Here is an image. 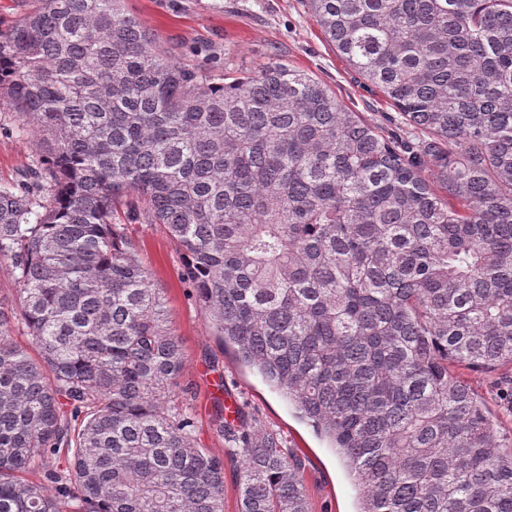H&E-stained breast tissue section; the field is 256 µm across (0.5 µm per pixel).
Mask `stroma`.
Wrapping results in <instances>:
<instances>
[{"label": "stroma", "instance_id": "obj_1", "mask_svg": "<svg viewBox=\"0 0 512 512\" xmlns=\"http://www.w3.org/2000/svg\"><path fill=\"white\" fill-rule=\"evenodd\" d=\"M142 24L196 67L230 62L251 73L283 61L324 81L353 111L380 129L405 132L397 109L377 88L350 69L329 45L303 0H125ZM38 149L35 135L18 137L0 129V183L13 180ZM156 287L168 302L171 326L184 352L186 386L203 447L223 455L226 441L214 431V405L229 399L243 408L250 426L280 434L289 455L302 465L311 512H358L359 492L327 443L302 422L280 393L223 348L194 302L180 271L183 255L159 224H132ZM459 377L481 396L504 436L512 435V397L497 386L498 374L462 369Z\"/></svg>", "mask_w": 512, "mask_h": 512}]
</instances>
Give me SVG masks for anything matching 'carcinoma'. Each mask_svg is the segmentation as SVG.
I'll use <instances>...</instances> for the list:
<instances>
[{
  "instance_id": "1",
  "label": "carcinoma",
  "mask_w": 512,
  "mask_h": 512,
  "mask_svg": "<svg viewBox=\"0 0 512 512\" xmlns=\"http://www.w3.org/2000/svg\"><path fill=\"white\" fill-rule=\"evenodd\" d=\"M420 134L282 62L182 65L124 0L0 27V512H310L243 411L202 447L127 225L161 224L219 341L337 450L359 512H512V438L449 368H512V0H305ZM24 331L37 356L12 340ZM10 122L7 116L4 118L3 113L0 129V183L12 181L21 169L30 164L39 149L33 133L27 137H17L4 130L3 127L8 129Z\"/></svg>"
}]
</instances>
